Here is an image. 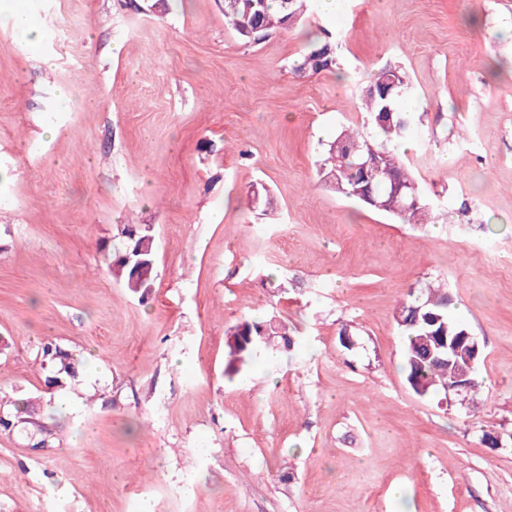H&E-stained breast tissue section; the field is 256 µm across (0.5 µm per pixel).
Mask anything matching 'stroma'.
Returning a JSON list of instances; mask_svg holds the SVG:
<instances>
[{"mask_svg":"<svg viewBox=\"0 0 512 512\" xmlns=\"http://www.w3.org/2000/svg\"><path fill=\"white\" fill-rule=\"evenodd\" d=\"M223 6L0 0L40 35L0 26V396L45 401L52 440L0 431V512H512V0H338L251 44ZM327 31L338 69L295 75ZM385 65L435 224L319 172L372 134ZM130 224L157 243L143 297L108 269ZM430 282L481 347L477 410L406 382L395 313ZM244 316L293 345L233 375ZM48 343L80 369L53 393Z\"/></svg>","mask_w":512,"mask_h":512,"instance_id":"obj_1","label":"stroma"}]
</instances>
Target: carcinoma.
<instances>
[{"label": "carcinoma", "mask_w": 512, "mask_h": 512, "mask_svg": "<svg viewBox=\"0 0 512 512\" xmlns=\"http://www.w3.org/2000/svg\"><path fill=\"white\" fill-rule=\"evenodd\" d=\"M306 0H224V20L241 40L256 43L274 28H288L304 15ZM338 65L337 45L327 37L320 45L293 61L292 70L309 77L331 72ZM363 90L361 106L377 129L380 139L370 141L355 128H344L328 145L322 177L341 196L355 199L368 208L391 214L403 224H432L439 214L420 188L416 201L405 200L390 189V180L416 184L410 168L402 161L398 143L410 129L407 113L400 110L398 99L409 89L406 72L396 66L378 70ZM378 154L388 178L368 180L360 169V159ZM127 241L115 255L112 275L131 292L145 295L157 278L156 246L151 231L144 227L124 230ZM452 298L446 288H422L410 293L400 304L395 320L404 337V371L410 388L419 396L440 397L445 388L461 376L471 357L461 343L466 326L449 313ZM228 367L237 373L262 350L271 347L279 336L291 344L286 334L270 323L242 317L225 332ZM43 357L52 366L47 383L52 388L71 386L78 371L71 355L53 344L44 345Z\"/></svg>", "instance_id": "cac0c4a2"}]
</instances>
